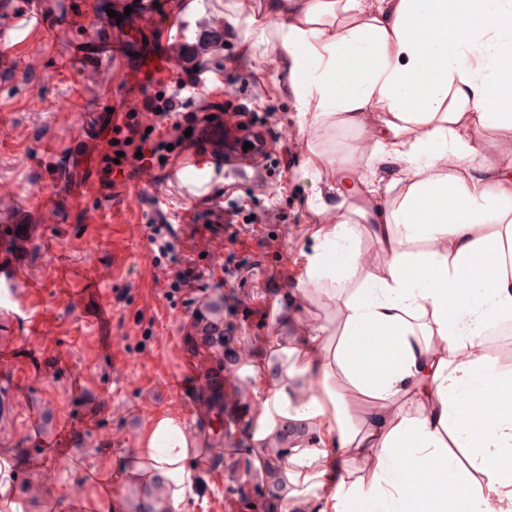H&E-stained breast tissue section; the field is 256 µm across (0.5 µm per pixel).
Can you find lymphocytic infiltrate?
<instances>
[{"label": "lymphocytic infiltrate", "mask_w": 512, "mask_h": 512, "mask_svg": "<svg viewBox=\"0 0 512 512\" xmlns=\"http://www.w3.org/2000/svg\"><path fill=\"white\" fill-rule=\"evenodd\" d=\"M188 87L185 80L172 81L146 75L139 94L144 107L157 117L153 131H146L137 122L135 110L109 114L106 124L110 136L99 155L97 168V175L106 188H116L119 180L160 167L162 161L176 158L178 151L187 147L186 129L198 127L208 120L207 114L200 110L181 112L179 103ZM148 203L154 217L146 226L147 240L154 263L159 266L179 248L180 241L165 217L159 198L150 197Z\"/></svg>", "instance_id": "obj_1"}]
</instances>
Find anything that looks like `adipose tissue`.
Masks as SVG:
<instances>
[{"mask_svg":"<svg viewBox=\"0 0 512 512\" xmlns=\"http://www.w3.org/2000/svg\"><path fill=\"white\" fill-rule=\"evenodd\" d=\"M298 110L317 126L373 123L377 152L404 165L368 223L320 225L296 281L313 304L343 303L296 345L233 365L254 385L248 455L292 492L275 512H512V376L482 357L512 318V156H481L478 130H512V0H266ZM351 84L336 81L341 66ZM426 209L429 219L414 218ZM386 255L354 289L357 244ZM287 439L286 461L269 455ZM475 450L474 472L453 464ZM362 471L344 470L347 459ZM134 512H178L200 476L197 439L158 415L118 464Z\"/></svg>","mask_w":512,"mask_h":512,"instance_id":"adipose-tissue-1","label":"adipose tissue"}]
</instances>
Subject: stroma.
Wrapping results in <instances>:
<instances>
[{
	"mask_svg": "<svg viewBox=\"0 0 512 512\" xmlns=\"http://www.w3.org/2000/svg\"><path fill=\"white\" fill-rule=\"evenodd\" d=\"M90 2L92 21L76 19L69 0H55V23L0 40V187L12 190L16 218L32 229L31 243L16 249L0 223V262L17 263L40 283L25 310L0 294V455L16 467L22 512H34L49 490L100 512H130L115 463L156 415L176 412L198 438L205 481L181 512H272L258 493L241 499L239 472L211 463L215 449L245 443L238 424L255 404L253 387L222 370L219 353L183 324L201 310L223 323L227 348L261 354L282 311L301 310L293 290L317 225L354 221L359 209L380 205L402 165L374 155L379 132L358 128L336 127L295 149L291 137L304 118L278 51L257 36L268 22L264 0H193L177 23L191 38L204 21L223 28L224 46L206 56L202 97L184 111L203 102L215 114L263 122L273 155L261 187L220 168L212 174L210 193L232 186L223 206L248 201L255 224L190 223L193 202L180 183L166 181L163 199L181 241L167 266L198 276L194 288L168 299L167 280L141 240L151 210L127 209L117 197L85 205L68 192L97 166L107 107L134 96L142 55L168 39L156 28L131 40L107 14L115 0ZM92 39L106 55L85 52ZM34 56L42 72L30 70ZM229 85L236 97L226 96ZM63 96L65 109L57 106ZM78 125L87 145L71 140ZM315 152L337 160V169L317 175ZM47 200L60 204L62 222L44 230L33 211ZM217 373L224 376L220 419L207 392Z\"/></svg>",
	"mask_w": 512,
	"mask_h": 512,
	"instance_id": "35a3bbf8",
	"label": "stroma"
}]
</instances>
